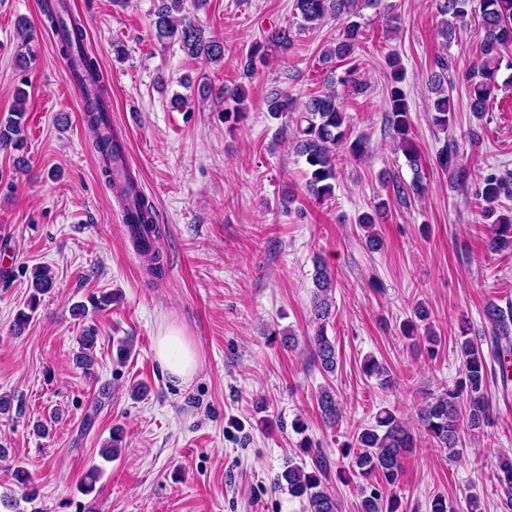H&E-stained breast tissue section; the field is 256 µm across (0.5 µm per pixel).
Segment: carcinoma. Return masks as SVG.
Listing matches in <instances>:
<instances>
[{
    "label": "carcinoma",
    "instance_id": "obj_1",
    "mask_svg": "<svg viewBox=\"0 0 512 512\" xmlns=\"http://www.w3.org/2000/svg\"><path fill=\"white\" fill-rule=\"evenodd\" d=\"M186 0H157L152 18L156 38L165 43L179 45L183 53L192 59H206L219 62L224 58V43L206 35L185 6ZM380 0H295L294 9L301 18L298 29H313L328 18L342 22V35L336 45L323 53V59H338L350 64L340 77H328V88L319 95H312L296 110L292 97L281 90H273L266 96V108L273 119L288 117L290 112H298L292 143L296 154L304 159L307 166L306 191L321 201L333 197L336 180V161L339 153L353 158H361L367 153V141L362 137L350 138L348 120L342 102L336 93L335 85L351 87L353 93L364 92V86L357 77L358 64L355 57L357 48L366 39V29L360 22L361 11L378 4ZM471 0H437L439 15L437 34L443 45L455 40L456 24L468 15L467 7ZM43 13L54 29L62 30L58 44L59 52L66 61H71L77 45L86 40L85 30L77 20L64 24L54 0H43ZM481 28L484 38L480 44V62L467 76L469 109L476 115L489 111L495 105L498 87L497 72L501 64L502 51L512 45V0H478ZM294 34L287 27H272L255 41L240 58L244 74L251 75L257 65L269 60V53H288L294 47ZM390 84L386 106L392 137L398 149L402 150L410 166L418 167L419 152L413 138L410 105L402 87L404 69L398 53L388 56ZM448 56H436L427 76L430 93V118L437 130L446 132L454 120L456 105L448 92ZM196 95L202 99L211 96L224 101V121L235 122L242 118V104L246 97L245 87L213 89L207 81H197ZM17 107L8 120L0 123V148L11 147L21 150L24 145V103L26 93L16 92ZM437 167L448 174L449 182L463 186L469 180V172L460 161L454 144L448 142L436 155ZM397 195L408 198L423 196L427 187L420 177H415L408 185L393 183ZM512 195V182L502 176L490 174L480 180L474 188L475 200L483 209V216L493 220L494 229L486 242L491 251H501L512 247V215L496 214V205L501 197ZM387 209L386 200H380L372 212L358 216L357 223L366 232L365 245L371 250L383 246L374 225L383 217ZM159 233L156 225L147 221L131 225V234L138 242V251L154 260L150 273L159 277L162 267L158 251L145 242L143 233ZM313 294L311 312L316 324L314 333L306 338L312 360L322 372L333 374L337 367L336 343L327 335V323L335 308L333 291L336 288L334 273L321 257L313 260ZM31 287L24 308L18 310L14 318V328L22 331L33 319L40 304V296L50 292L54 285L51 271L44 266H35L30 271ZM113 295L105 293L91 296L89 303H77L72 314L81 318L89 312L104 310L112 305ZM430 312L423 304L412 309L410 317L402 324V336L411 341L412 346L421 343L430 354L441 343L430 322ZM488 334L483 337H470L467 330H461L456 339V350L460 360V377L453 385L444 388L430 398L418 413L419 427L436 447L448 452L450 457L463 455V442L484 432L492 423L493 406L488 394V386L496 380L497 372L504 371L505 357L512 355V309L504 310L494 303L485 309ZM489 340L490 347L483 350L482 340ZM97 342L96 329L89 326L79 336V352L75 364L85 373L94 372L96 363L94 348ZM364 375L374 378L383 389L394 385L391 370L374 358H366L361 364ZM321 417L329 426L342 419L340 402L335 390L325 388L317 396ZM125 442V431L121 426L112 428L109 441L101 448L100 456L110 461L116 457ZM415 447V438L405 422L389 408L382 407L373 416V422L359 428L352 436V442L342 449L346 462L339 468V474L348 475L346 482L356 478L366 484L355 483L361 496V512H403L400 498L394 487L399 481L402 460ZM300 461L288 467L276 478V486L287 487L292 496L306 503L307 512H339L340 506L335 494L325 482L330 468L328 458L312 442L305 438L299 444ZM103 474L102 469L91 466L85 473L81 486L84 495L99 492L97 483ZM496 479L505 496L502 502L506 512H512V458L499 456Z\"/></svg>",
    "mask_w": 512,
    "mask_h": 512
}]
</instances>
